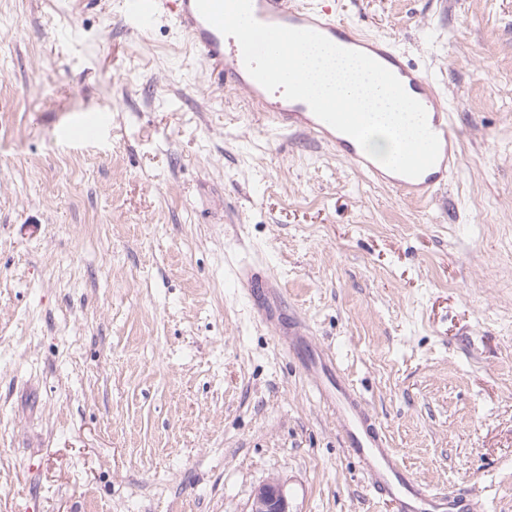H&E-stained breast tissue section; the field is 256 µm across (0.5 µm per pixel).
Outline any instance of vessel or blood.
<instances>
[{"instance_id":"obj_1","label":"vessel or blood","mask_w":512,"mask_h":512,"mask_svg":"<svg viewBox=\"0 0 512 512\" xmlns=\"http://www.w3.org/2000/svg\"><path fill=\"white\" fill-rule=\"evenodd\" d=\"M124 12L132 18L131 31L137 36L154 19L169 16L205 64L210 80L221 87L244 88L270 128L302 132L332 146L356 170L410 200H428L447 185L458 154V137L448 107L434 83L407 62L390 39L364 34L347 22L304 7L298 0H252L257 21L317 31L337 46L369 55L401 81L406 92L425 108L428 125L440 142L437 162L416 178L376 163L355 139L320 120L307 103L287 99L282 91L263 88L246 70L238 41L208 23L199 13L196 0H125ZM237 278L244 291L257 298L265 322L277 321L283 297L276 283L263 278L252 265L241 267ZM281 342L297 357L311 388L336 418L344 446L357 461L372 494L394 503L398 512H482V504L468 489L456 488L438 495L412 477L360 394L326 350L313 342L303 321L289 318Z\"/></svg>"}]
</instances>
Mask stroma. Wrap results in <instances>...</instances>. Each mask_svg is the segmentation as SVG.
<instances>
[{
    "label": "stroma",
    "mask_w": 512,
    "mask_h": 512,
    "mask_svg": "<svg viewBox=\"0 0 512 512\" xmlns=\"http://www.w3.org/2000/svg\"><path fill=\"white\" fill-rule=\"evenodd\" d=\"M448 103L419 204L267 129L171 21L0 0V512H392L237 284L275 279L432 491L512 512V0H307ZM94 110L96 142L66 137ZM248 512H292L283 485L277 479H272L260 486Z\"/></svg>",
    "instance_id": "35a3bbf8"
}]
</instances>
